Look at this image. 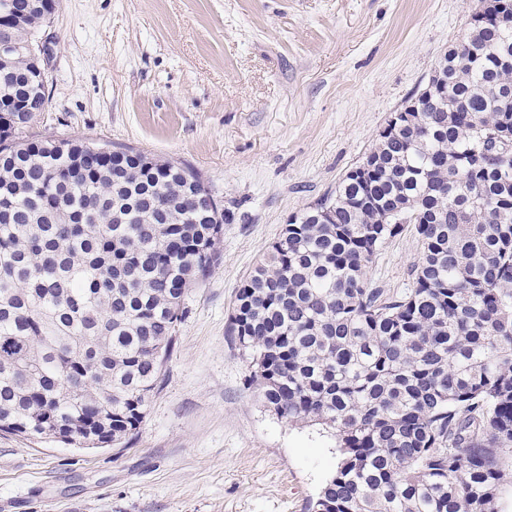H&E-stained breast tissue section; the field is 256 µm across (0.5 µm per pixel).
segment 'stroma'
<instances>
[{
    "label": "stroma",
    "instance_id": "35a3bbf8",
    "mask_svg": "<svg viewBox=\"0 0 512 512\" xmlns=\"http://www.w3.org/2000/svg\"><path fill=\"white\" fill-rule=\"evenodd\" d=\"M475 0H58L51 106L25 139L82 138L200 171L231 219L160 391L123 448L0 432V512H308L332 429L278 418L229 334L236 295L298 211L335 191L465 35ZM420 245L368 270L409 288Z\"/></svg>",
    "mask_w": 512,
    "mask_h": 512
}]
</instances>
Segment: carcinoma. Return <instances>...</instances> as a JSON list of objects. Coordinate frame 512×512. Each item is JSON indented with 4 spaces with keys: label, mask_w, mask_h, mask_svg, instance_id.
Listing matches in <instances>:
<instances>
[{
    "label": "carcinoma",
    "mask_w": 512,
    "mask_h": 512,
    "mask_svg": "<svg viewBox=\"0 0 512 512\" xmlns=\"http://www.w3.org/2000/svg\"><path fill=\"white\" fill-rule=\"evenodd\" d=\"M28 0L0 61V104L30 93ZM443 94L376 138L292 216L242 284L230 333L248 384L295 423L336 430L341 460L309 512H498L512 484V26L468 27ZM50 103L29 100L24 124ZM0 137V431L123 447L162 384L184 297L230 215L195 169L132 148ZM413 226L412 287L367 277Z\"/></svg>",
    "instance_id": "1"
}]
</instances>
